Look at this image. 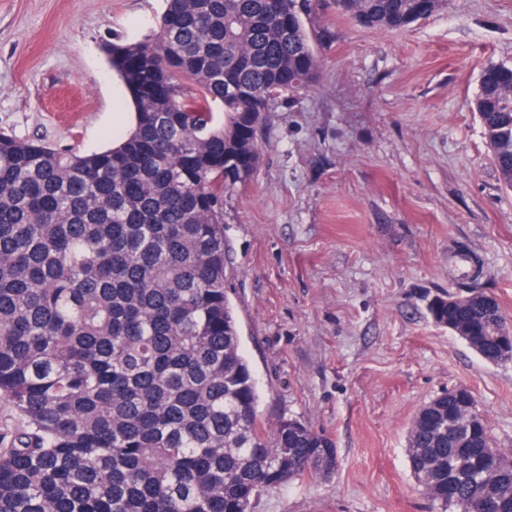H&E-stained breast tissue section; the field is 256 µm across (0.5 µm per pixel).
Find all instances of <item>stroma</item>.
Here are the masks:
<instances>
[{"mask_svg":"<svg viewBox=\"0 0 512 512\" xmlns=\"http://www.w3.org/2000/svg\"><path fill=\"white\" fill-rule=\"evenodd\" d=\"M164 0H0V131L90 154L133 120L105 46L156 30ZM308 29L321 81L282 96L249 180L224 197L228 292L264 422L335 444L328 478L253 512H434L407 461L419 410L476 398L512 451V362L482 360L428 298L481 290L512 320V190L469 106L512 65V0H448L401 31L326 9Z\"/></svg>","mask_w":512,"mask_h":512,"instance_id":"stroma-1","label":"stroma"}]
</instances>
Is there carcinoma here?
<instances>
[{
  "label": "carcinoma",
  "instance_id": "1",
  "mask_svg": "<svg viewBox=\"0 0 512 512\" xmlns=\"http://www.w3.org/2000/svg\"><path fill=\"white\" fill-rule=\"evenodd\" d=\"M323 0H166L158 30L107 48L133 126L90 155L0 133V395L24 419L0 454V512H251L309 474L332 440L260 420L225 283L224 195L247 181L273 101L320 82L308 18ZM372 28L414 0H333ZM473 99L512 189V85ZM427 304L448 320L445 299ZM488 332L507 326L477 300ZM413 421L408 461L437 512L512 505V452L470 455L444 417Z\"/></svg>",
  "mask_w": 512,
  "mask_h": 512
}]
</instances>
